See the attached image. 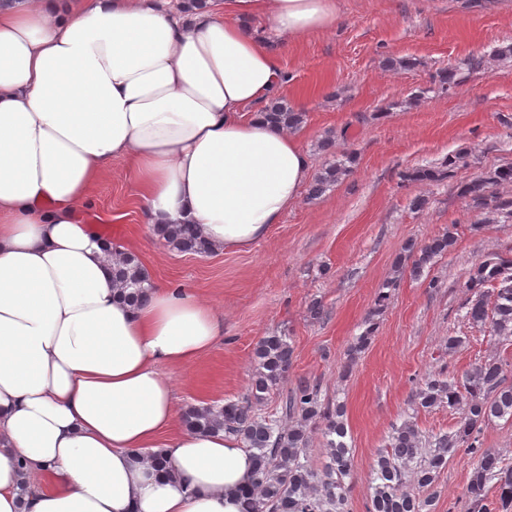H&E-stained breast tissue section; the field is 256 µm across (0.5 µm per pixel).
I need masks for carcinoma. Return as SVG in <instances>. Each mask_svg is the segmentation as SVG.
<instances>
[{
	"label": "carcinoma",
	"mask_w": 512,
	"mask_h": 512,
	"mask_svg": "<svg viewBox=\"0 0 512 512\" xmlns=\"http://www.w3.org/2000/svg\"><path fill=\"white\" fill-rule=\"evenodd\" d=\"M512 56V44L501 46L491 56L472 55L463 61L471 70L489 68L492 57ZM270 119L300 129L305 113L277 97L266 107ZM352 156L343 154L325 165L309 187L317 198L349 173ZM512 183V164L491 168L459 187V195L471 207L488 215L512 216V198L504 199L491 190L494 185ZM167 247L179 253L207 256L212 253L193 224H167L153 228ZM454 236L447 231L420 248L414 273L421 272L435 256L452 246ZM512 259L498 257L478 262L465 283L469 297L462 304L463 319L484 326L503 346L512 345V288H505ZM112 280L139 302L152 287L139 258L129 253L113 264ZM257 363L252 377L253 397L261 399L286 379L292 365V348L284 336H265L254 349ZM419 409L443 404L461 410L451 433L423 436L416 424L405 421L392 433L375 463V485L367 512H433L435 486L448 458L463 451L472 461L473 473L467 496L477 512H489L485 503L492 485L501 509L512 508V461L483 447L481 426L494 418H512V382L504 374L500 359L492 356L475 363L459 379L443 374L421 379L415 394ZM282 413L290 422L255 410L253 403L228 401L221 406L190 405L183 423L191 430L212 433L224 430L236 436L252 451L255 474L250 487L241 491V512H345L348 488L344 478L352 469L351 449L345 441L346 425L341 405L321 397L318 386L301 382L282 402ZM322 427L326 439L327 462L317 472L307 455L310 424Z\"/></svg>",
	"instance_id": "carcinoma-1"
}]
</instances>
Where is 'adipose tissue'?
<instances>
[{"instance_id": "obj_1", "label": "adipose tissue", "mask_w": 512, "mask_h": 512, "mask_svg": "<svg viewBox=\"0 0 512 512\" xmlns=\"http://www.w3.org/2000/svg\"><path fill=\"white\" fill-rule=\"evenodd\" d=\"M337 14L0 0V512H241L250 451L180 425L170 375L223 336V310L164 286L129 303L123 245L104 249L79 210L126 158L146 224L196 225L217 252L265 238L312 160L253 106L283 84L278 45Z\"/></svg>"}]
</instances>
